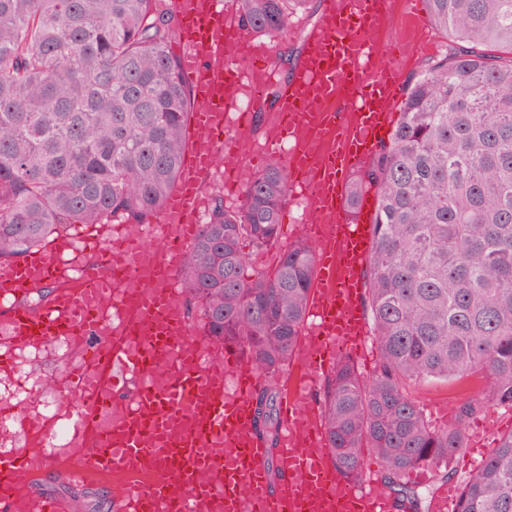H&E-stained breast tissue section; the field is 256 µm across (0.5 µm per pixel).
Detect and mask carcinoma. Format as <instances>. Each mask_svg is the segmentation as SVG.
<instances>
[{"label":"carcinoma","instance_id":"carcinoma-1","mask_svg":"<svg viewBox=\"0 0 512 512\" xmlns=\"http://www.w3.org/2000/svg\"><path fill=\"white\" fill-rule=\"evenodd\" d=\"M312 0H230L245 28L275 36ZM451 39L405 89L400 117L351 187L375 188L365 305L372 375L348 356L325 376V445L339 473L364 454L401 509L420 466L441 481L465 448L466 421L512 408V0H423ZM166 0H0V262L53 234L120 220L137 228L177 182L195 107L170 50ZM497 48L493 54L486 47ZM289 172L250 175L241 202L216 200L180 273L179 299L209 340L239 346L262 381L253 394L267 457L278 440V378L307 311L315 249L279 247ZM276 250L248 280L243 247ZM481 375L457 425H431L412 385ZM454 512H512V431L460 485Z\"/></svg>","mask_w":512,"mask_h":512}]
</instances>
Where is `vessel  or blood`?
<instances>
[{"label":"vessel or blood","mask_w":512,"mask_h":512,"mask_svg":"<svg viewBox=\"0 0 512 512\" xmlns=\"http://www.w3.org/2000/svg\"><path fill=\"white\" fill-rule=\"evenodd\" d=\"M170 8L180 73L197 105L179 182L148 231L135 236L106 224L0 264V325L16 341L88 340L82 396L70 420L97 436L63 475L79 484L124 477L114 512H205L216 495L224 512H394V497L381 482L337 471L319 415L304 400L305 390L340 355L356 353L368 334L360 297L374 206L364 200L350 207L346 186L386 135L401 93L403 69L385 46L392 0H326L297 67L265 115L266 142L255 151L260 157L290 144L281 151L290 196L333 221L326 239L319 225L307 227L319 241L310 324L294 348L290 370L298 383L283 389L282 431L271 462L254 428L257 371L233 345L215 352V371L198 363L197 337L180 315L177 288L207 189L219 175L241 182L236 134L252 127L277 54L250 45L223 0H170ZM222 158L229 161L223 170ZM173 224L179 227L174 237L168 234ZM104 266L111 279L101 277ZM50 285L56 292L38 309L23 304L33 287ZM104 321L112 325L105 342L97 338ZM52 454L44 447L0 456V512H73L70 500L12 491L18 472L46 477ZM144 462L192 481L194 495L184 496L177 483L136 479Z\"/></svg>","instance_id":"b4317fda"}]
</instances>
